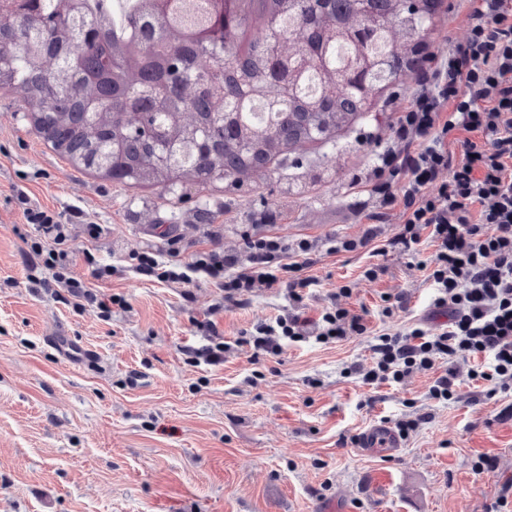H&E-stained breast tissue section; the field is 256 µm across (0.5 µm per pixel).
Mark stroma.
<instances>
[{
  "label": "stroma",
  "instance_id": "1",
  "mask_svg": "<svg viewBox=\"0 0 512 512\" xmlns=\"http://www.w3.org/2000/svg\"><path fill=\"white\" fill-rule=\"evenodd\" d=\"M449 3L440 0L424 26L428 50L467 33L465 14H448ZM414 87V71L401 73L376 101L379 119L343 133L345 149L294 147L310 178L300 196L269 168L242 176L237 188L81 172L39 135L21 98L0 90V512H320L331 500L342 512H512V498L498 502L512 478V393L491 396L486 381L469 380L463 390L474 402L436 401L428 396L433 369L375 389L347 372L371 364L374 335L418 321L441 331L426 266L431 244L416 256L319 252L299 312L318 319L346 286L352 293L341 304L365 314L368 334L288 342L280 356L260 360L236 340L288 313L283 292L261 290L218 311L210 283H160L126 269L132 253H166L173 237L185 262L215 236L228 249L243 248L249 234L289 243L361 238L352 178L370 160L365 137L386 135L387 102ZM20 189L31 206L78 212L72 275L122 296L127 308L107 319L96 306L77 309L31 287L26 255L37 232L23 218ZM264 215L271 223H261ZM92 224L101 227L94 236ZM89 253L119 275L93 277ZM371 263L381 267L374 280L363 276ZM398 293L407 294L408 311L385 315L383 296ZM208 320L233 344L217 366L184 350L200 344L195 324ZM415 415L425 421L397 455L358 448L364 427ZM484 456L496 471L477 472Z\"/></svg>",
  "mask_w": 512,
  "mask_h": 512
}]
</instances>
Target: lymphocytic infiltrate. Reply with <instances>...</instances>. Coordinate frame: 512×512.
Instances as JSON below:
<instances>
[{
  "label": "lymphocytic infiltrate",
  "instance_id": "f902f5d3",
  "mask_svg": "<svg viewBox=\"0 0 512 512\" xmlns=\"http://www.w3.org/2000/svg\"><path fill=\"white\" fill-rule=\"evenodd\" d=\"M455 2L467 16L465 40L425 53L411 96L391 114L387 142L376 145L368 166L354 177L365 196L356 208L367 225L361 238L334 236L320 244L249 235L242 250L215 243L187 263L179 260V241L172 238L169 260L147 249L131 256L132 271L183 285L209 280L224 304L244 305L258 288L284 291L299 304L313 284L305 270L318 248L333 254L362 250L373 257L414 255L427 239L434 247L428 278L448 324L435 335L419 326L379 334L363 383H397L413 371L435 368L439 374L429 396L438 401L461 399L467 377L491 382L496 393L511 391L512 0ZM16 199L38 233L30 245L35 257L30 283L65 289L75 302L97 306L107 318L113 306H124L123 298L97 294L72 276L69 222L29 206L26 193ZM394 220L395 234L377 244L380 225ZM41 267L49 277H37ZM366 331L364 316L335 305L315 321L297 313L277 317L243 332L240 342L255 356L276 357L287 340L312 336L337 343ZM479 354L490 355L489 365L461 374L459 362Z\"/></svg>",
  "mask_w": 512,
  "mask_h": 512
}]
</instances>
